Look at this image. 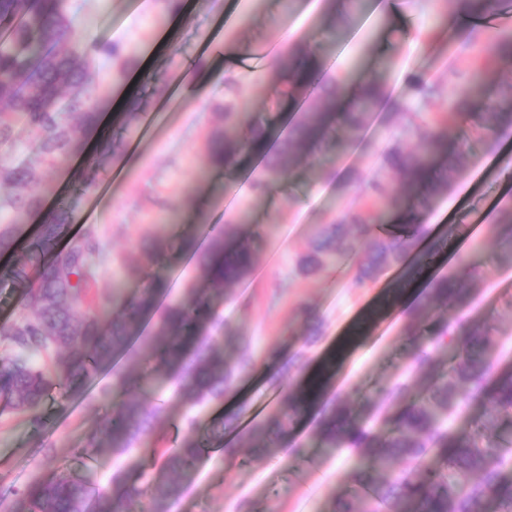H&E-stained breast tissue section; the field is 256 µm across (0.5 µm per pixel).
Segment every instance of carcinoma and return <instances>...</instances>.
<instances>
[{
  "label": "carcinoma",
  "mask_w": 512,
  "mask_h": 512,
  "mask_svg": "<svg viewBox=\"0 0 512 512\" xmlns=\"http://www.w3.org/2000/svg\"><path fill=\"white\" fill-rule=\"evenodd\" d=\"M73 21L69 0H0V28L10 29L9 37L0 40V145L13 141L9 114L20 113L39 138V163L48 169L81 151L86 129L97 121L99 62L122 68L134 57L133 50L122 44L91 36L72 39ZM504 59L512 60V31L495 30L488 36L484 62L475 69L464 97L452 103L456 111H475L481 127L491 132L512 123L507 112L480 111L485 70ZM278 67L287 73L286 95L294 99L311 86L312 76L320 71L316 60L301 50L280 54ZM344 83L342 78L321 84L319 109L302 113L288 134L277 140L275 150L265 156L271 173L292 171L302 152L324 135ZM64 91L69 98L60 110L57 102ZM383 93L382 81L373 77L368 90L350 102L344 114L349 137L363 130ZM63 111L79 117L80 123L62 117ZM220 117L222 127L212 132L207 145L215 167L236 160L242 150L235 106L228 105ZM447 130L446 121L423 130L412 125L404 133L418 136V148H393L384 157L407 187L422 193L425 202L444 184L436 164L447 154ZM33 177L32 170L11 167L0 154V183L6 181L15 189L5 204L18 217L41 207V198L26 192ZM67 220V211L58 209L21 249L9 231L0 232L1 257L24 252L21 259L0 270V279L18 293L16 317L9 328L0 330L11 346L9 354L0 356V415L22 414L34 424L41 423L52 386L64 388L87 377L128 354L131 342L139 340L156 355L155 372L135 378L125 368L112 372V387L105 388L103 395L124 391L132 384L139 395L113 405L111 420L92 434L90 447L124 453L154 436V426L165 417L167 405L153 400L152 394L166 384L174 386L172 396L186 409L183 426L187 434L178 446L160 450V464H151L143 473L146 484L116 471L111 482L120 489L117 496L95 487L82 475L62 473L31 485L16 504L1 502L0 506L4 512H169L183 486L193 479L205 448L224 442V422L201 436L191 411L223 398L251 364V353L245 346L231 357L224 354V347L218 344L223 322L211 301L198 297V288L188 289L182 300L171 304L152 334H143L141 318L166 290L164 282L124 303L110 316L109 324H103L105 311L84 309L91 279L87 262L98 249L97 240L89 231L61 243ZM330 228L335 233L320 232L324 242L314 257L317 269L356 253L360 240H372V257L357 269L359 285L388 263L406 257L407 249L420 236L418 224H403L402 232L395 234L378 215L344 211ZM235 229L237 225L229 224L224 234L210 236L202 251L191 237L181 242L184 251L199 254L209 281L207 292L213 296L224 295V287L241 281L255 264V237L247 236L227 249L226 240ZM464 281L457 273L435 281L429 299L414 310L408 336H416L420 323L432 318L433 304L463 301L468 292ZM431 339L453 350L448 373L430 376L424 395L388 418L385 432L358 423L343 404L332 403L327 408L320 424L324 447L351 448L357 455L350 492L334 498L328 512H512V474L507 472L512 435L508 437L502 430L512 425V375L487 388L491 343L475 323L455 334L448 331L447 324L436 321ZM485 393L490 407L480 430L467 432L448 425L450 417L463 413L473 398ZM303 411V399L288 391L279 409L251 430L252 455L260 458L266 449L279 446ZM396 459L405 460L407 466L385 475ZM468 472L478 473L479 480L465 484Z\"/></svg>",
  "instance_id": "1"
}]
</instances>
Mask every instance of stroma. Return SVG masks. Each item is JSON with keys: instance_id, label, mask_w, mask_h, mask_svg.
<instances>
[{"instance_id": "stroma-1", "label": "stroma", "mask_w": 512, "mask_h": 512, "mask_svg": "<svg viewBox=\"0 0 512 512\" xmlns=\"http://www.w3.org/2000/svg\"><path fill=\"white\" fill-rule=\"evenodd\" d=\"M182 21H175L158 0H138L135 11H124L119 0H71L73 34L132 46L135 58L122 75L108 63L99 90L102 113L131 81H139L124 121L109 127L112 149L96 153L92 168L96 183L109 192L99 198L90 222H81L94 186H88L82 156H71L54 169L39 168V142L22 115H14L15 136L1 147L12 166L32 167L38 174L30 189L46 211L66 205L68 234L94 230L103 257L93 266L94 295L107 310L119 307L112 297L120 282L126 297L139 295L153 282L167 283L155 308L143 319L152 331L169 305L186 288L203 287L202 270L189 253L179 250L183 238L206 244L203 232L212 225L240 219L260 237L250 275L233 285L220 303L226 322L224 347H250L254 362L222 399L196 413L200 433L224 426V445L239 449L233 462L209 448L196 479L185 486L170 512H327L333 497L352 485L354 454L331 451L318 441L322 411L314 409L295 425L286 448L256 460L246 448L251 409L283 388L301 387L323 374L326 397L346 402L362 414L366 402H378L385 388L400 379L411 364L406 338L410 309L395 299L405 285L402 267L390 265L358 286L353 275L366 248H359L330 270L298 273L296 266L312 252L318 232L333 223L341 210L369 208L365 191L373 180L384 182L393 197L383 211L386 224H396L409 208L420 210L434 234L421 240L411 259L427 255L431 280L447 277L461 265L475 270L472 291L464 308L438 307L436 318L457 330L462 317L486 326L495 350L492 377L512 374V256L500 237L503 208L512 199V132L485 145L484 134L468 115L448 121L449 151L469 154L466 168L452 174L431 202L406 187L384 164L391 145L409 150L413 139L401 136L403 104L418 101L420 88L435 86L436 96L419 115L429 118L449 109L450 100L466 92L478 53L461 45L444 16L456 10L454 0H403L399 16L365 20L352 11L350 0H193ZM352 12L343 33L330 31L336 11ZM323 62L325 76L340 79L358 60L381 71L386 87L382 104L356 141H347L343 128L301 158L290 174L275 177L264 196L252 190L264 172L263 153L245 151L235 177L239 188L227 204L222 170L207 162V139L219 122L216 112L228 99L227 79L238 80V104L248 122L287 131L301 112L318 106L314 96L296 100L277 96L280 70L259 64L256 55L270 44L294 40ZM197 81L182 104L170 108L168 90L184 84L186 71ZM160 112L164 120L155 135L138 143L142 116ZM315 307L322 324L314 343L300 308ZM125 357L68 389L51 390L42 422L33 425L20 415L0 417V501L15 500L27 486L53 478L63 470L86 474L107 486L115 470L138 477L154 454L147 444L116 456L91 449V434L111 415L101 391L112 382L113 368ZM246 404L247 414L225 423L227 412ZM53 453L43 457L38 442Z\"/></svg>"}]
</instances>
